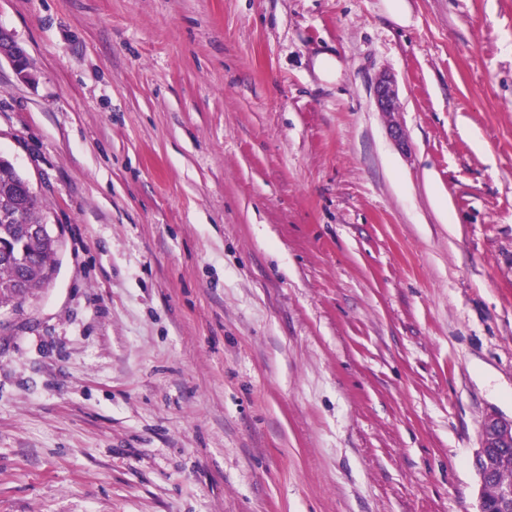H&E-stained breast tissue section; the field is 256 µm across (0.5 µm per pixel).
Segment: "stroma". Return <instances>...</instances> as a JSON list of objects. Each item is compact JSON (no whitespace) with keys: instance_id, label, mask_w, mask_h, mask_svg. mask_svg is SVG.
<instances>
[{"instance_id":"35a3bbf8","label":"stroma","mask_w":512,"mask_h":512,"mask_svg":"<svg viewBox=\"0 0 512 512\" xmlns=\"http://www.w3.org/2000/svg\"><path fill=\"white\" fill-rule=\"evenodd\" d=\"M0 28L32 64L0 60V156L63 238L0 308V512H477L512 418V0ZM375 99L381 112H398V95L394 80L390 76L383 75L378 79L375 88Z\"/></svg>"}]
</instances>
